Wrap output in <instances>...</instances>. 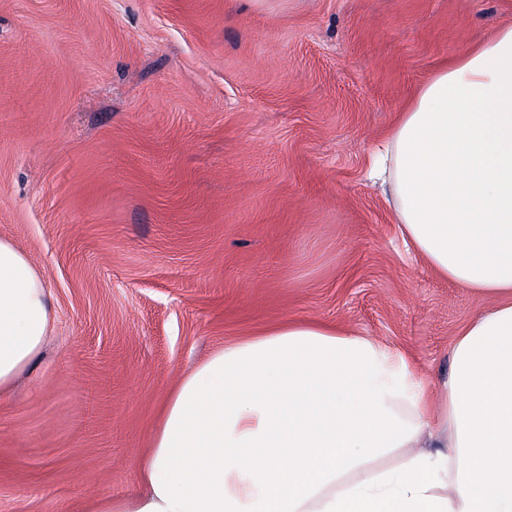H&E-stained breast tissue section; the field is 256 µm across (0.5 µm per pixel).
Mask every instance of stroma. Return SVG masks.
Here are the masks:
<instances>
[{"mask_svg":"<svg viewBox=\"0 0 512 512\" xmlns=\"http://www.w3.org/2000/svg\"><path fill=\"white\" fill-rule=\"evenodd\" d=\"M510 23L512 0H0V239L51 312L0 397V512L137 495L182 377L290 321L447 376L490 301L405 245L367 173Z\"/></svg>","mask_w":512,"mask_h":512,"instance_id":"stroma-1","label":"stroma"}]
</instances>
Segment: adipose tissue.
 Wrapping results in <instances>:
<instances>
[{
  "mask_svg": "<svg viewBox=\"0 0 512 512\" xmlns=\"http://www.w3.org/2000/svg\"><path fill=\"white\" fill-rule=\"evenodd\" d=\"M370 173L433 269L493 300L455 336L439 389L368 339L280 325L182 378L143 493L81 512H512V24L418 89ZM50 321L40 274L0 240V395ZM397 448L400 464L378 465Z\"/></svg>",
  "mask_w": 512,
  "mask_h": 512,
  "instance_id": "obj_1",
  "label": "adipose tissue"
}]
</instances>
